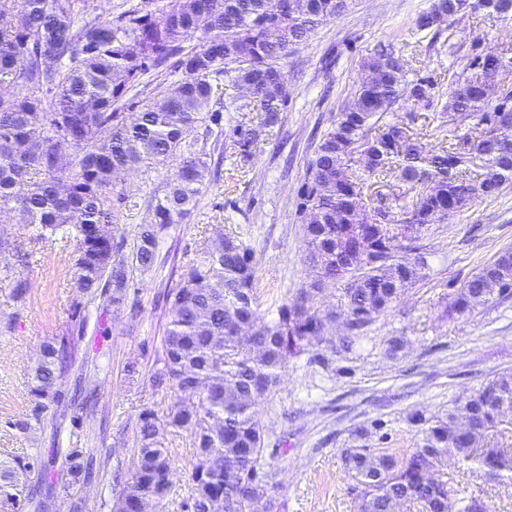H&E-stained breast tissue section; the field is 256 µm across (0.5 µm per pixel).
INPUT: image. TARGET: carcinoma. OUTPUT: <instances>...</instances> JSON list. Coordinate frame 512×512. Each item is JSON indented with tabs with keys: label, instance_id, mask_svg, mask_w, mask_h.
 Here are the masks:
<instances>
[{
	"label": "carcinoma",
	"instance_id": "carcinoma-1",
	"mask_svg": "<svg viewBox=\"0 0 512 512\" xmlns=\"http://www.w3.org/2000/svg\"><path fill=\"white\" fill-rule=\"evenodd\" d=\"M88 0H13L0 10V86L18 91L0 98V209L18 211L40 226L39 238L74 244L75 288L87 305L103 301L118 311L128 305L135 275L178 258L165 283L167 322L150 366L158 391L174 393L163 413L146 408L135 423L130 477L108 512H142L145 504L172 498L174 458L167 436L186 434L195 449L186 472L188 512H284L267 470L264 452L269 427L255 407L276 390L288 362L327 340L333 316L300 291L265 319L256 297L253 251L241 236L218 233L188 257L161 252L169 230L194 211L212 177V156L224 146L249 162L280 125L288 104V80L279 61L311 38L323 23L342 16L350 0H285L278 38L265 26L268 0H141L115 18L86 17ZM455 0H433L414 25L438 29L452 17ZM471 10L505 21L512 0H469ZM57 59L41 66L40 54ZM183 77L134 100L140 78L169 60ZM467 69L474 76L433 92L424 78L408 79L403 54L379 44L363 65L352 100L322 135L299 191L306 260L319 280L343 282L341 303L347 332L367 327L422 277L425 265L416 241L432 224H446L478 198L493 197L512 183V140L494 134L502 118L512 122V88L496 77L512 69V47L471 45ZM244 86L251 101L224 97V85ZM214 104L216 109L203 111ZM41 112H33L34 106ZM440 111L474 120L458 141L426 149L417 137H398L404 121L386 122L397 106ZM226 112H252L236 120ZM204 128L200 144L186 143ZM366 145L369 165L351 162ZM177 163L162 189L155 190L150 219L129 239L113 234L115 204L129 197L114 172ZM391 178L403 187L390 202L367 208L369 178ZM398 209L396 224L416 228L398 237L390 224H377L382 211ZM349 239L365 251L358 267L341 247ZM512 294V248L476 272L456 293L460 313L493 295ZM72 367L66 340L44 345L31 373V417L39 422L45 402L59 403L58 381ZM93 390L78 382L70 403L86 409ZM409 421L421 434L410 454L398 458L380 448L342 450L344 468L356 482L357 512H394L415 504L420 512H488L437 477L453 458H476L487 432L512 425V372H503L467 394L442 417L419 412ZM112 453L99 448H51L49 460L36 455L0 459V512H48L41 486L55 482L50 464L60 460L73 487L104 478ZM488 474L505 462L488 448L478 459Z\"/></svg>",
	"mask_w": 512,
	"mask_h": 512
}]
</instances>
